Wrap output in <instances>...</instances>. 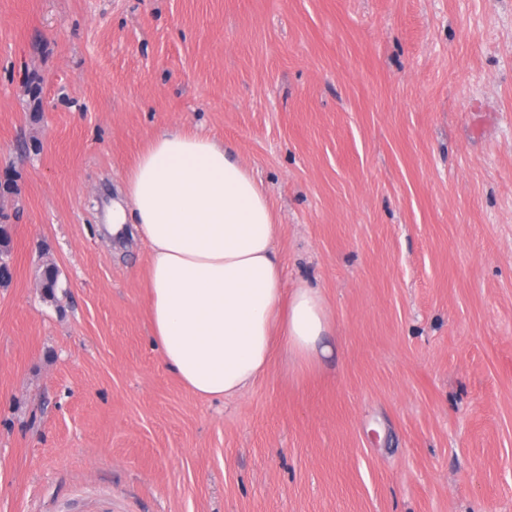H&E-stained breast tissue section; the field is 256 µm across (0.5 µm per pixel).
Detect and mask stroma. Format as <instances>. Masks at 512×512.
<instances>
[{"label": "stroma", "mask_w": 512, "mask_h": 512, "mask_svg": "<svg viewBox=\"0 0 512 512\" xmlns=\"http://www.w3.org/2000/svg\"><path fill=\"white\" fill-rule=\"evenodd\" d=\"M184 125L330 316L237 398L164 368L103 230ZM0 224V512H512V0H0Z\"/></svg>", "instance_id": "35a3bbf8"}]
</instances>
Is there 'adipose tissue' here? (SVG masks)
<instances>
[{"instance_id": "obj_1", "label": "adipose tissue", "mask_w": 512, "mask_h": 512, "mask_svg": "<svg viewBox=\"0 0 512 512\" xmlns=\"http://www.w3.org/2000/svg\"><path fill=\"white\" fill-rule=\"evenodd\" d=\"M106 230L148 252L152 335L163 366L200 397L243 395L275 351L301 367L330 356L318 289L288 287L274 204L235 148L184 126L126 169Z\"/></svg>"}]
</instances>
